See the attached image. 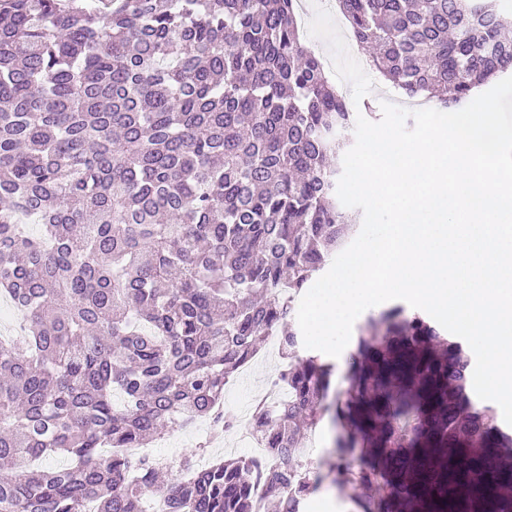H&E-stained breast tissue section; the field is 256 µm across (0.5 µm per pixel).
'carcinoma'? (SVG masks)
Instances as JSON below:
<instances>
[{
	"label": "carcinoma",
	"mask_w": 512,
	"mask_h": 512,
	"mask_svg": "<svg viewBox=\"0 0 512 512\" xmlns=\"http://www.w3.org/2000/svg\"><path fill=\"white\" fill-rule=\"evenodd\" d=\"M338 2L407 97L455 107L512 70L496 0ZM352 116L293 0H0V295L27 320L0 343V512H300L330 409L358 512H512V436L436 324L368 319L332 401L333 365L297 353V299L355 223L331 164ZM268 337L287 396L254 408L263 457L191 454L160 485L135 449L236 430L224 387Z\"/></svg>",
	"instance_id": "1"
}]
</instances>
